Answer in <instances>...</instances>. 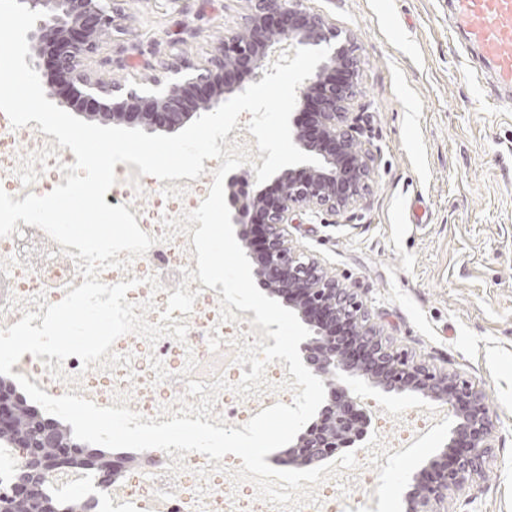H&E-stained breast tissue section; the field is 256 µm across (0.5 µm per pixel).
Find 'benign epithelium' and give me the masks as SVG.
<instances>
[{"instance_id": "7a95c632", "label": "benign epithelium", "mask_w": 512, "mask_h": 512, "mask_svg": "<svg viewBox=\"0 0 512 512\" xmlns=\"http://www.w3.org/2000/svg\"><path fill=\"white\" fill-rule=\"evenodd\" d=\"M31 10L43 11L29 34L34 57L66 77L61 90L75 108L91 105L104 121L138 123L149 131H174L202 112L224 103V96L244 90L236 76H259L268 49L288 46L320 47L330 39L338 44L327 62L303 83L298 105H313L314 124L295 126L293 142L315 155L321 165L299 172L283 170L278 192L233 195L228 207L237 235L253 255L255 274L272 294L283 298L313 328L314 337L302 346L314 375L329 389L331 404L318 420L300 434L288 457L290 464L321 461L336 449L365 435L368 416L347 374H360L388 391L409 390L448 406L459 422L447 448L430 459L415 476L407 494V512H441L448 490L461 487L482 470L491 426L481 392L465 379L434 372L402 352L391 349L367 323L357 295L327 275L318 261L301 260L288 246V226L297 224V212L315 216L335 214L356 205L371 177L366 156L358 150L355 127L348 124V106L356 84L354 38L332 31L325 19L286 5V0H255L244 26L224 37L220 55L202 68H171L175 78L166 84L122 92L82 69V58L97 49L100 38L112 29V11L103 0H18ZM20 403L8 386L0 385V438L18 449L20 471L0 490V512H58L41 495L50 473L79 467L97 473L96 487L112 486L122 462L84 453L67 441L58 427L31 415L21 421Z\"/></svg>"}]
</instances>
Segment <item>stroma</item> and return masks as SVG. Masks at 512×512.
Here are the masks:
<instances>
[{
  "instance_id": "stroma-1",
  "label": "stroma",
  "mask_w": 512,
  "mask_h": 512,
  "mask_svg": "<svg viewBox=\"0 0 512 512\" xmlns=\"http://www.w3.org/2000/svg\"><path fill=\"white\" fill-rule=\"evenodd\" d=\"M254 0H112L114 27L83 59L125 88L168 81V65H208ZM352 35L359 67L349 121L371 180L364 199L294 231L362 301L395 351L469 380L492 424L482 471L448 492V512H512V108L491 95L444 0H301ZM369 417L335 476L353 512H405L414 475L449 442L445 410L408 448L380 451L428 398L350 380Z\"/></svg>"
}]
</instances>
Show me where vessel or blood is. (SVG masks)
I'll list each match as a JSON object with an SVG mask.
<instances>
[{
  "mask_svg": "<svg viewBox=\"0 0 512 512\" xmlns=\"http://www.w3.org/2000/svg\"><path fill=\"white\" fill-rule=\"evenodd\" d=\"M448 11L498 96L512 95V0H448Z\"/></svg>",
  "mask_w": 512,
  "mask_h": 512,
  "instance_id": "obj_1",
  "label": "vessel or blood"
}]
</instances>
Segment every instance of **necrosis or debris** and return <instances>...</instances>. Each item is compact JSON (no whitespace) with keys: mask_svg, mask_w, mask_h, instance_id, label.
Here are the masks:
<instances>
[{"mask_svg":"<svg viewBox=\"0 0 512 512\" xmlns=\"http://www.w3.org/2000/svg\"><path fill=\"white\" fill-rule=\"evenodd\" d=\"M66 160L64 149L30 137L26 128H13L8 117L0 113V182H11L15 192L27 194L32 184L24 176V167H36L56 179ZM190 209L187 195L174 196L167 190L156 189L139 221L143 231L156 237V244L145 255L133 259L128 270L101 271V282L113 285L140 278V285L127 293V300L139 304L151 299L156 312L165 311L170 286L183 281L195 246L189 235H167L163 221L180 217ZM149 274L158 277L161 298H153L150 285L145 284L144 278ZM83 281L60 244L38 227L18 223L16 232L0 237V329L20 321L24 311H37L36 295L57 303ZM189 289L197 294L192 312L172 314L178 324L188 327L185 342L165 338L152 346L138 343L126 334L112 347L114 355L129 357L126 365L110 369L99 365L88 371L78 357L71 356L64 361L59 378L53 377L41 363L30 366L21 361L15 369L35 376L39 389L49 395L67 390L102 407L125 397L128 379L136 378L137 400L131 409L148 418L165 407L178 410L186 398L199 403V396L186 394L187 382L198 377V367L221 352L225 355L223 376L241 380L252 366L235 361L236 345L253 342L258 330L252 327L253 316L248 311L239 312L237 321H220V306L214 300L216 292L201 281L191 282ZM154 456L157 463L153 469L138 473L135 483L121 488L119 500L128 504L132 512H264L262 500L253 496L237 500L235 508H228L223 470L201 461L199 453L188 454L183 467L173 472L168 469L166 453L158 450Z\"/></svg>","mask_w":512,"mask_h":512,"instance_id":"1","label":"necrosis or debris"}]
</instances>
